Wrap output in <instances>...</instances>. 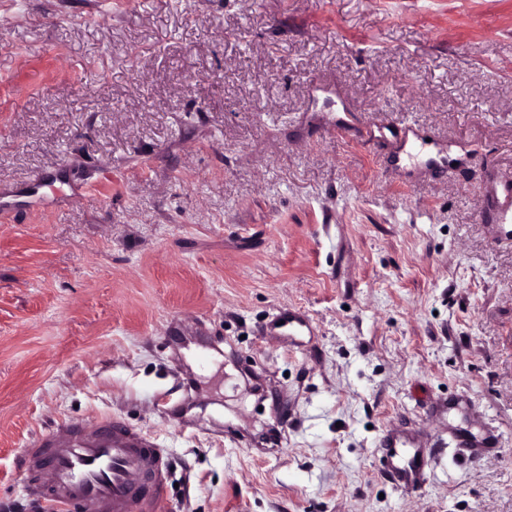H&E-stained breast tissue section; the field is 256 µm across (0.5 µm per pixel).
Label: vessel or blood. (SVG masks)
<instances>
[{
	"label": "vessel or blood",
	"mask_w": 512,
	"mask_h": 512,
	"mask_svg": "<svg viewBox=\"0 0 512 512\" xmlns=\"http://www.w3.org/2000/svg\"><path fill=\"white\" fill-rule=\"evenodd\" d=\"M296 314L273 323V336H294L307 328ZM382 451L392 463L394 483L422 479L421 448H403L386 440ZM170 460L154 438L115 418L71 424L44 432L25 449L21 472L32 497L47 512H162Z\"/></svg>",
	"instance_id": "b4317fda"
}]
</instances>
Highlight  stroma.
Listing matches in <instances>:
<instances>
[{"label": "stroma", "instance_id": "35a3bbf8", "mask_svg": "<svg viewBox=\"0 0 512 512\" xmlns=\"http://www.w3.org/2000/svg\"><path fill=\"white\" fill-rule=\"evenodd\" d=\"M508 181L512 0H0V506L115 415L165 512H512ZM280 321H284V324H280ZM308 328L307 321L296 314L285 313L280 316L277 321L273 323L268 332L269 336H298L297 333ZM384 456L391 465L392 480L396 485L403 487L416 483L423 477L421 463L427 448H400L406 447V443H397L385 439L382 443ZM398 458L401 465H397L394 459Z\"/></svg>", "mask_w": 512, "mask_h": 512}]
</instances>
